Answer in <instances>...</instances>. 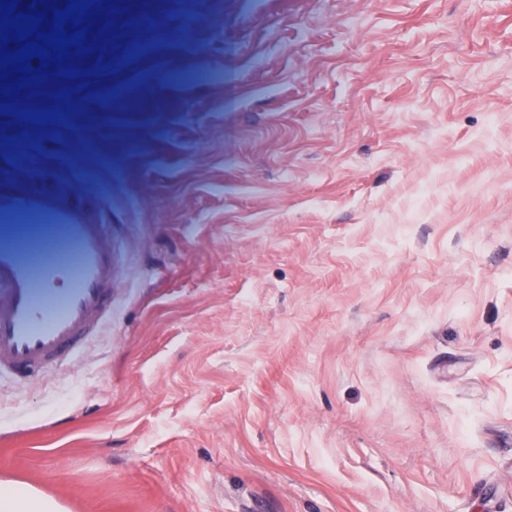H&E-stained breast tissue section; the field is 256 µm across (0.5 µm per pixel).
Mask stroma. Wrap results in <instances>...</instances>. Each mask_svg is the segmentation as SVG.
<instances>
[{"mask_svg": "<svg viewBox=\"0 0 512 512\" xmlns=\"http://www.w3.org/2000/svg\"><path fill=\"white\" fill-rule=\"evenodd\" d=\"M0 173L112 238L100 330L0 372L70 512H512V0H101Z\"/></svg>", "mask_w": 512, "mask_h": 512, "instance_id": "35a3bbf8", "label": "stroma"}]
</instances>
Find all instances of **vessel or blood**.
I'll use <instances>...</instances> for the list:
<instances>
[{
  "label": "vessel or blood",
  "instance_id": "b4317fda",
  "mask_svg": "<svg viewBox=\"0 0 512 512\" xmlns=\"http://www.w3.org/2000/svg\"><path fill=\"white\" fill-rule=\"evenodd\" d=\"M112 276V240L86 199L0 176V372L65 359L103 319Z\"/></svg>",
  "mask_w": 512,
  "mask_h": 512
}]
</instances>
